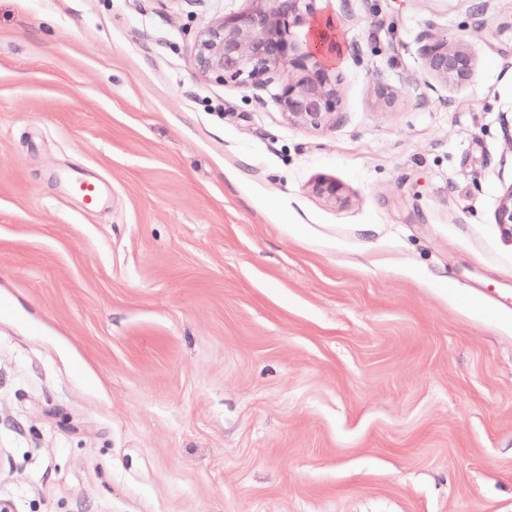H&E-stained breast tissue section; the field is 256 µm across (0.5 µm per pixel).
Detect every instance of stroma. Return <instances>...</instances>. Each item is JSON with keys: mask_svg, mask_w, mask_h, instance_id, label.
<instances>
[{"mask_svg": "<svg viewBox=\"0 0 512 512\" xmlns=\"http://www.w3.org/2000/svg\"><path fill=\"white\" fill-rule=\"evenodd\" d=\"M224 3L0 0V502L512 512V0H319L320 128L196 73ZM427 44L423 49L425 66L428 71L443 81L465 80L474 71L469 53L459 44H450L448 37L425 33Z\"/></svg>", "mask_w": 512, "mask_h": 512, "instance_id": "1", "label": "stroma"}]
</instances>
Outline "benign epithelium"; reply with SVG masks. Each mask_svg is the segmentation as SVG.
<instances>
[{"label":"benign epithelium","mask_w":512,"mask_h":512,"mask_svg":"<svg viewBox=\"0 0 512 512\" xmlns=\"http://www.w3.org/2000/svg\"><path fill=\"white\" fill-rule=\"evenodd\" d=\"M224 17L198 33L193 64L204 77L224 84L250 85L271 80L282 70L279 103L288 121L320 127L339 119V91L325 55L336 51V41L327 30L322 41H300L294 29L310 27L318 19L317 0H227ZM425 66L443 80H465L474 71L469 53L448 38L424 34ZM497 224L512 237V189L501 199Z\"/></svg>","instance_id":"benign-epithelium-1"}]
</instances>
